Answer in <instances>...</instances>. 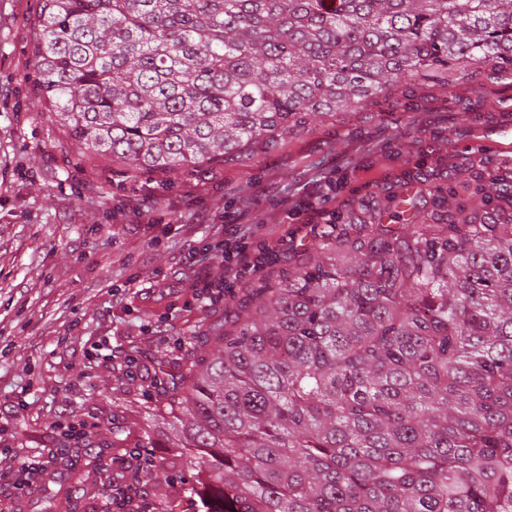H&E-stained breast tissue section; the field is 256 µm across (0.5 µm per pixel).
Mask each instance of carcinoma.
Wrapping results in <instances>:
<instances>
[{
    "mask_svg": "<svg viewBox=\"0 0 512 512\" xmlns=\"http://www.w3.org/2000/svg\"><path fill=\"white\" fill-rule=\"evenodd\" d=\"M39 94L134 170L226 165L425 74L512 67V0H41ZM512 197L494 175L483 202ZM323 231L146 434L199 512H512V225Z\"/></svg>",
    "mask_w": 512,
    "mask_h": 512,
    "instance_id": "1",
    "label": "carcinoma"
}]
</instances>
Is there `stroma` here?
Instances as JSON below:
<instances>
[{
    "label": "stroma",
    "instance_id": "obj_1",
    "mask_svg": "<svg viewBox=\"0 0 512 512\" xmlns=\"http://www.w3.org/2000/svg\"><path fill=\"white\" fill-rule=\"evenodd\" d=\"M38 8L0 0V443L10 448L0 469H44L22 491L0 482V507L110 512L103 466L123 472L141 512L172 499L197 512L179 481L134 484L132 450L145 430L172 428L157 363L181 374L209 350L184 336L224 322V304L194 298L224 274L210 220L287 222L280 265L321 230L317 212L289 220L284 203H320L331 183L341 219L413 194L420 222L438 223L431 190L512 177V69L469 70L449 88L417 80L244 165L128 178L51 122L31 56Z\"/></svg>",
    "mask_w": 512,
    "mask_h": 512
}]
</instances>
